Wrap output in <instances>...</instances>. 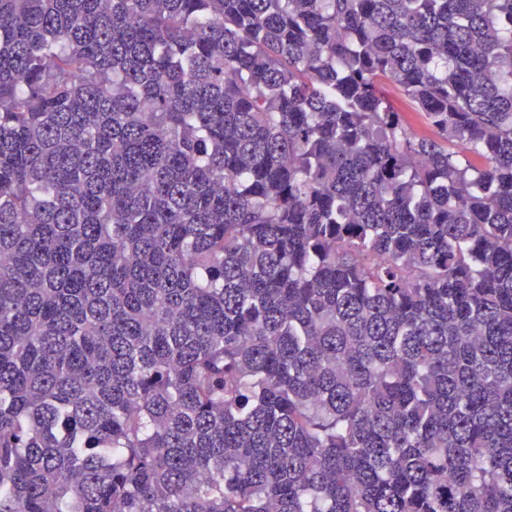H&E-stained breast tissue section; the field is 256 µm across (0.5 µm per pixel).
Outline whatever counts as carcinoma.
I'll list each match as a JSON object with an SVG mask.
<instances>
[{
    "mask_svg": "<svg viewBox=\"0 0 512 512\" xmlns=\"http://www.w3.org/2000/svg\"><path fill=\"white\" fill-rule=\"evenodd\" d=\"M0 512H512V0H0ZM385 91L395 106L401 112H404L403 115L405 121L413 130L419 133H428L421 115L418 112H413V110L409 107L404 95L396 86L387 85Z\"/></svg>",
    "mask_w": 512,
    "mask_h": 512,
    "instance_id": "obj_1",
    "label": "carcinoma"
}]
</instances>
